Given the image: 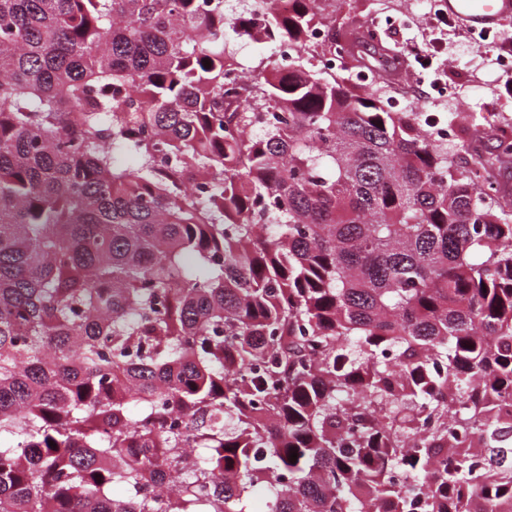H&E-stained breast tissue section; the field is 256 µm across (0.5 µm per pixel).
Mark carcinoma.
<instances>
[{
  "mask_svg": "<svg viewBox=\"0 0 512 512\" xmlns=\"http://www.w3.org/2000/svg\"><path fill=\"white\" fill-rule=\"evenodd\" d=\"M245 2L0 0V512H512V143ZM235 49L238 58L247 68L252 66L259 57L273 55L272 45L266 43L238 42L235 44Z\"/></svg>",
  "mask_w": 512,
  "mask_h": 512,
  "instance_id": "obj_1",
  "label": "carcinoma"
}]
</instances>
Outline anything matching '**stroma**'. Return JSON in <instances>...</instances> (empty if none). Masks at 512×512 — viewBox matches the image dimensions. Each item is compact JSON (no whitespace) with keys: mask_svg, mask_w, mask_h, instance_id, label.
I'll use <instances>...</instances> for the list:
<instances>
[{"mask_svg":"<svg viewBox=\"0 0 512 512\" xmlns=\"http://www.w3.org/2000/svg\"><path fill=\"white\" fill-rule=\"evenodd\" d=\"M346 9L361 17L376 13L382 19L383 48L404 53L403 65L383 75L393 91L404 90L421 72L408 47L438 44L435 74L440 84L462 88L464 101L429 90L423 100H410L409 111L437 113L461 131L480 124L489 113L512 125V71L502 72L496 62V34L472 33L454 19L438 26L431 0H347Z\"/></svg>","mask_w":512,"mask_h":512,"instance_id":"1","label":"stroma"}]
</instances>
